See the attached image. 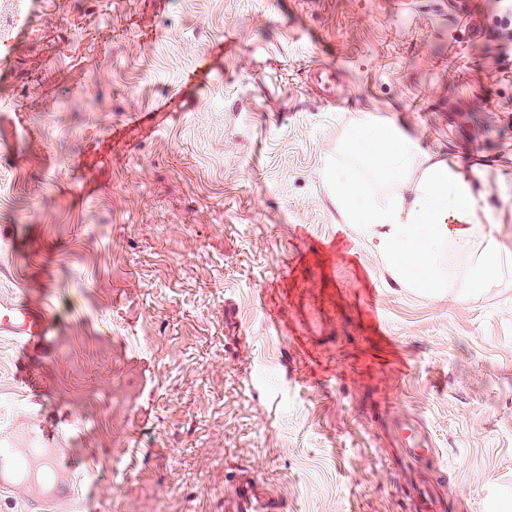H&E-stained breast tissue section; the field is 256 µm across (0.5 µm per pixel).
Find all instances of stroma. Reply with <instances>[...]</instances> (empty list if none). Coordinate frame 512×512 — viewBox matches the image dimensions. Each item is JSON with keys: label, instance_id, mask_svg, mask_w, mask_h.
Segmentation results:
<instances>
[{"label": "stroma", "instance_id": "obj_1", "mask_svg": "<svg viewBox=\"0 0 512 512\" xmlns=\"http://www.w3.org/2000/svg\"><path fill=\"white\" fill-rule=\"evenodd\" d=\"M32 0L0 78V298L50 294L55 348L0 434L54 430L93 473L55 512H224L247 474L282 512H411L420 423L459 512L512 492V216L484 287L394 282L324 182L361 114L421 149L512 171V17L499 0ZM205 93L78 162L209 44ZM400 454L408 459L419 461L429 459L437 454L436 448H431L432 441L419 428L414 425H408L402 430Z\"/></svg>", "mask_w": 512, "mask_h": 512}]
</instances>
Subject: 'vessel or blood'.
I'll use <instances>...</instances> for the list:
<instances>
[{"mask_svg":"<svg viewBox=\"0 0 512 512\" xmlns=\"http://www.w3.org/2000/svg\"><path fill=\"white\" fill-rule=\"evenodd\" d=\"M225 46L215 42L202 56L200 62L188 70L183 85L202 91L209 86L217 61L223 58ZM172 100H165L149 112L132 113L126 121L112 124L108 134L101 139L88 141L80 166L91 170L112 152V145L124 139L130 126L153 129L159 127L172 114ZM58 320L50 302L33 308L23 301L0 300V335L13 338L18 345L37 347L48 352L55 346ZM400 453L403 457L419 461L436 454L430 438L416 425H408L401 434ZM87 467L83 456L62 448H0V490L23 489L34 484L51 486L50 498H30V505L44 508L46 500L73 498L75 476ZM445 484L428 478H419L411 486L414 512H447L449 502L444 492ZM277 503L264 486L255 478H241L233 491L224 498V512H274Z\"/></svg>","mask_w":512,"mask_h":512,"instance_id":"vessel-or-blood-1","label":"vessel or blood"}]
</instances>
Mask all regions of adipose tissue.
<instances>
[{"label":"adipose tissue","instance_id":"adipose-tissue-1","mask_svg":"<svg viewBox=\"0 0 512 512\" xmlns=\"http://www.w3.org/2000/svg\"><path fill=\"white\" fill-rule=\"evenodd\" d=\"M346 155L326 170V183L345 223L365 225L376 238L394 280L437 292L496 277L501 252L493 228L512 204V188L490 193L482 169L420 150L396 120L370 114L353 124ZM367 178L380 192L363 191ZM447 254L465 265L446 273Z\"/></svg>","mask_w":512,"mask_h":512}]
</instances>
